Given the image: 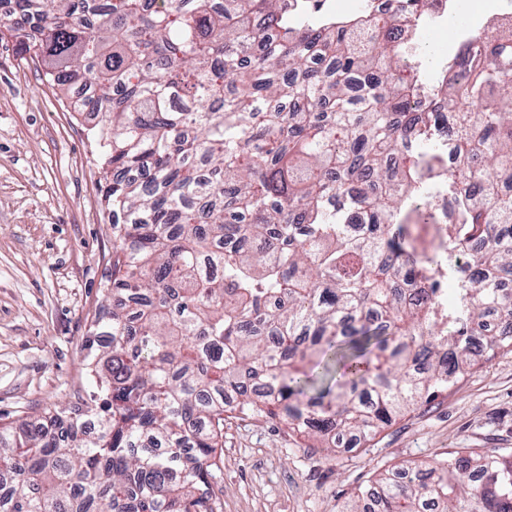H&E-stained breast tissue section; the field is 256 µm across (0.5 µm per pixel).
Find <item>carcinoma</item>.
<instances>
[{"label": "carcinoma", "instance_id": "carcinoma-1", "mask_svg": "<svg viewBox=\"0 0 512 512\" xmlns=\"http://www.w3.org/2000/svg\"><path fill=\"white\" fill-rule=\"evenodd\" d=\"M313 2L0 13L62 94L91 86L73 107L103 117L114 237L94 390L23 439L0 426V512H222L228 404L334 460L512 354V39L467 37L478 56L434 78L373 0L346 19ZM342 512H512V448L387 470Z\"/></svg>", "mask_w": 512, "mask_h": 512}]
</instances>
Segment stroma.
<instances>
[{
	"mask_svg": "<svg viewBox=\"0 0 512 512\" xmlns=\"http://www.w3.org/2000/svg\"><path fill=\"white\" fill-rule=\"evenodd\" d=\"M44 64L0 40V423L16 433L92 386L83 345L111 305V216L96 116L72 112ZM512 448V354L479 361L447 391L335 461L263 418L224 417L223 512H341L395 465Z\"/></svg>",
	"mask_w": 512,
	"mask_h": 512,
	"instance_id": "35a3bbf8",
	"label": "stroma"
}]
</instances>
